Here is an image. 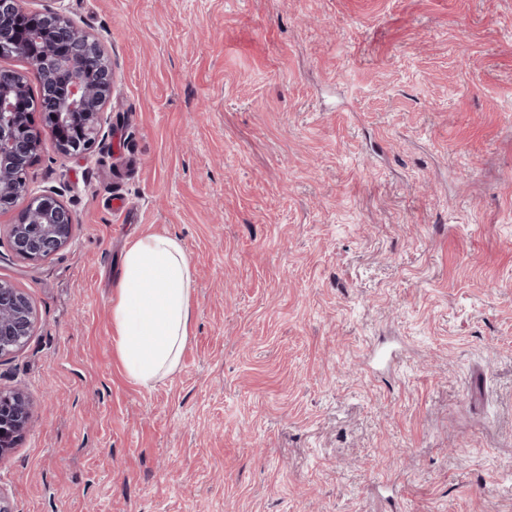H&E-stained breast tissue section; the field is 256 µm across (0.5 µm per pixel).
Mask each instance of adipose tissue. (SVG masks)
Listing matches in <instances>:
<instances>
[{"mask_svg": "<svg viewBox=\"0 0 512 512\" xmlns=\"http://www.w3.org/2000/svg\"><path fill=\"white\" fill-rule=\"evenodd\" d=\"M192 309L193 272L181 239L136 238L125 252L112 300L116 348L130 378L148 386L175 372Z\"/></svg>", "mask_w": 512, "mask_h": 512, "instance_id": "adipose-tissue-1", "label": "adipose tissue"}]
</instances>
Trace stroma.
<instances>
[{"instance_id": "35a3bbf8", "label": "stroma", "mask_w": 512, "mask_h": 512, "mask_svg": "<svg viewBox=\"0 0 512 512\" xmlns=\"http://www.w3.org/2000/svg\"><path fill=\"white\" fill-rule=\"evenodd\" d=\"M112 65L105 135L30 193L78 227L7 245L37 312L11 512H512V0H23ZM194 275L177 370L125 373L129 243ZM23 209L16 224H9L7 231L16 258L42 261L71 243L77 224L72 211L56 195L31 197Z\"/></svg>"}]
</instances>
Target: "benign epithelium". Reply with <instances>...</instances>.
<instances>
[{"label":"benign epithelium","mask_w":512,"mask_h":512,"mask_svg":"<svg viewBox=\"0 0 512 512\" xmlns=\"http://www.w3.org/2000/svg\"><path fill=\"white\" fill-rule=\"evenodd\" d=\"M25 13L22 0H0V55H25L39 72L45 98H30L27 77L17 70H0V210L27 199L7 237L13 255L38 262L69 245L76 221L72 211L53 194L27 197L26 171L44 146L42 131L64 161L85 156L102 136L104 106L112 97V67L91 35L59 12L45 16L54 25V45L39 56H28L41 33L13 32V17ZM36 312L28 294L0 281V358L26 346L33 334ZM31 426V401L22 388H0V463Z\"/></svg>","instance_id":"1"}]
</instances>
